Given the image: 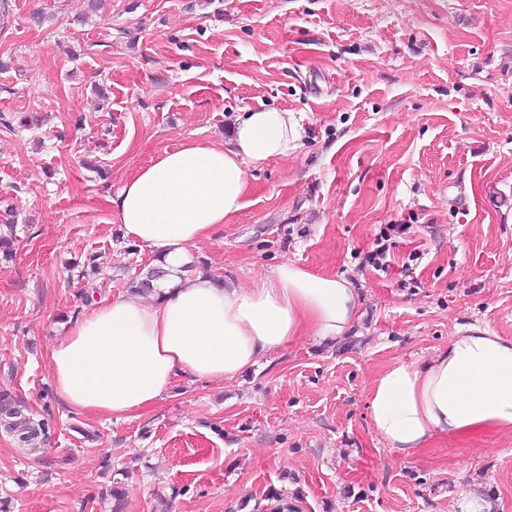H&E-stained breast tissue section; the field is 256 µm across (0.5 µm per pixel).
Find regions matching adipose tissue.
<instances>
[{"label":"adipose tissue","mask_w":512,"mask_h":512,"mask_svg":"<svg viewBox=\"0 0 512 512\" xmlns=\"http://www.w3.org/2000/svg\"><path fill=\"white\" fill-rule=\"evenodd\" d=\"M304 138L299 115L260 107L236 117L227 143L183 144L125 182L112 200L117 219L127 238L163 256L167 274L159 297L97 305L53 347L65 405L119 419L157 405L176 379L232 380L304 332L331 342L349 333L359 305L351 282L299 261L248 288L177 275L190 249L243 209L249 169L288 157ZM368 408L376 435L403 457L437 435L512 434V339L462 326L429 362L383 369Z\"/></svg>","instance_id":"adipose-tissue-1"}]
</instances>
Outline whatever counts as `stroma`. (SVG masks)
<instances>
[{"label": "stroma", "instance_id": "obj_1", "mask_svg": "<svg viewBox=\"0 0 512 512\" xmlns=\"http://www.w3.org/2000/svg\"><path fill=\"white\" fill-rule=\"evenodd\" d=\"M0 11V396L49 419L39 452L0 428L7 512H512V434L434 437L403 458L371 428L372 378L456 329L512 338V0H7ZM260 106L302 146L248 174L244 208L191 249L250 287L287 259L359 295L339 342L304 334L231 382L176 380L117 420L68 408L53 345L129 294L153 254L111 199L183 143ZM388 236V264L364 262ZM99 255L98 272L83 271Z\"/></svg>", "mask_w": 512, "mask_h": 512}]
</instances>
